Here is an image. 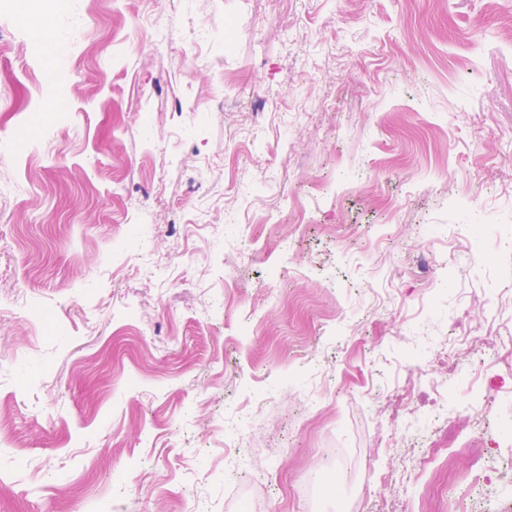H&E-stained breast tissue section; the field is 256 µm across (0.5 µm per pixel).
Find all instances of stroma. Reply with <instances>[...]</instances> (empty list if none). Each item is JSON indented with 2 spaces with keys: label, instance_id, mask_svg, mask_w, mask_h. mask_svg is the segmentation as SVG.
I'll use <instances>...</instances> for the list:
<instances>
[{
  "label": "stroma",
  "instance_id": "obj_1",
  "mask_svg": "<svg viewBox=\"0 0 512 512\" xmlns=\"http://www.w3.org/2000/svg\"><path fill=\"white\" fill-rule=\"evenodd\" d=\"M510 221L512 0H0V512H448ZM401 399L399 408H396L397 418H400V423L407 437H420L426 434L431 423L439 424L442 418L440 431L447 435L448 448H464L470 459L471 468L469 477L471 479V490L485 483L487 473L491 467L492 459L484 451L485 448H474L472 442L481 439L483 430L478 428L476 421L472 419L469 414H464L463 411L456 406L455 403L442 402L439 403L436 409L426 415L418 416L413 414L408 409V395ZM401 415L399 416V413ZM465 422H463V421ZM423 426L426 428L423 429ZM464 431L469 436L466 442H460V436Z\"/></svg>",
  "mask_w": 512,
  "mask_h": 512
}]
</instances>
